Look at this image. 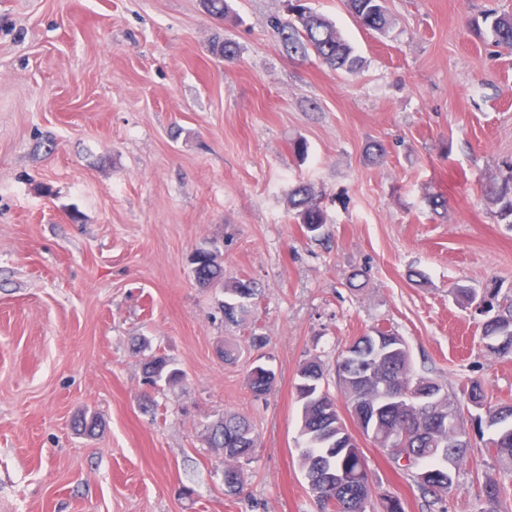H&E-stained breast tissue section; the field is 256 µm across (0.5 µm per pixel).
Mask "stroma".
Masks as SVG:
<instances>
[{"label":"stroma","instance_id":"35a3bbf8","mask_svg":"<svg viewBox=\"0 0 512 512\" xmlns=\"http://www.w3.org/2000/svg\"><path fill=\"white\" fill-rule=\"evenodd\" d=\"M305 4L356 71L288 55L271 22L289 0H232L224 20L202 0H0V512H316L297 373L318 358L336 389L337 358L377 328L449 394L476 379L512 400V360L453 294L512 287V229L482 194L512 170V51L483 16L512 0H387L383 33L345 0ZM225 38L231 62L210 51ZM374 142L383 163L365 157ZM300 183L323 197L322 237L289 210ZM212 245L225 281L256 284L235 324L230 293L191 273ZM155 352L178 383L146 384ZM257 358L276 375L262 400ZM227 413L256 440L235 496L207 434ZM478 414L444 512L486 507ZM84 415L94 434L76 431ZM359 445L375 495L428 512L411 473ZM255 368L252 369L248 376L249 389L255 399H265L273 391L272 385H274L275 379H273L272 385H270L267 369L262 366H259L258 370Z\"/></svg>","mask_w":512,"mask_h":512}]
</instances>
